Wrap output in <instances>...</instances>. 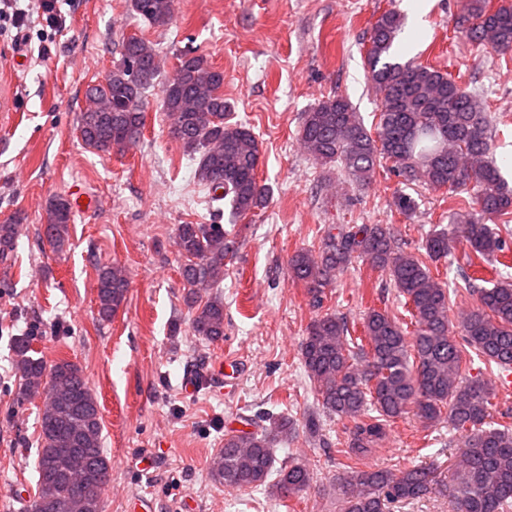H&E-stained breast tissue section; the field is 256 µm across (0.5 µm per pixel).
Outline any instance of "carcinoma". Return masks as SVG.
<instances>
[{
	"instance_id": "carcinoma-1",
	"label": "carcinoma",
	"mask_w": 512,
	"mask_h": 512,
	"mask_svg": "<svg viewBox=\"0 0 512 512\" xmlns=\"http://www.w3.org/2000/svg\"><path fill=\"white\" fill-rule=\"evenodd\" d=\"M177 0H129L130 11L154 27L172 23ZM468 26L462 33L495 53L512 51V5L489 9V0H468ZM403 17L382 13L366 50L369 78L380 97L376 133L342 96L319 101L302 114L298 143L323 169L340 171L353 189L373 180L381 161L402 184L445 190L468 185L467 205L448 210V226L426 234L424 255L415 256L390 224H326L320 246L302 248L288 259V278L306 289L317 309L324 307L337 279L360 259L380 272L404 299L410 323L387 310L372 308L362 318L361 336L351 337L345 317L326 311L311 320L300 345L301 360L322 414L349 423L345 445L355 459L381 447L391 423L408 416L424 427L446 421L463 438L453 483L445 489L454 512H512V425L493 421L496 382L468 378L463 364L476 359L502 373L512 370V247L495 220L512 215V189L493 159L492 116L486 101L462 88L448 74L395 51ZM161 73L159 52L143 38L122 41L119 58L104 81L88 86L96 103L80 113L82 141L112 152L135 146L145 125L143 100ZM224 73L194 52L179 55L173 76L162 88V108L174 137L197 162L198 185L211 201L226 202L238 219L267 203L270 188L257 178L261 159L252 128L231 121L224 99ZM25 217L0 224V257L13 250ZM73 215L69 202L55 197L47 206L43 235L61 251ZM462 237L477 259L495 262L496 278L460 269L454 291L433 274L430 264L448 258L451 243ZM175 246L183 300L191 310L194 335L211 342L224 337V301L207 289L224 280L226 260L237 238L221 224H177ZM97 316L108 322L126 300L128 276L115 263L95 264ZM476 305L451 317L450 294L460 290ZM23 383L18 398L41 393L38 490L26 512H104L103 491L110 462L102 448L100 405L81 368L66 360L47 365L32 338L13 341ZM254 429L224 433L213 480L230 489L267 484L281 500L302 495L314 479L298 461L278 462L277 448L297 437L292 416L271 409L250 421ZM437 484L434 468L401 470L370 467L353 471L338 485L342 512H389L388 505L419 499Z\"/></svg>"
}]
</instances>
